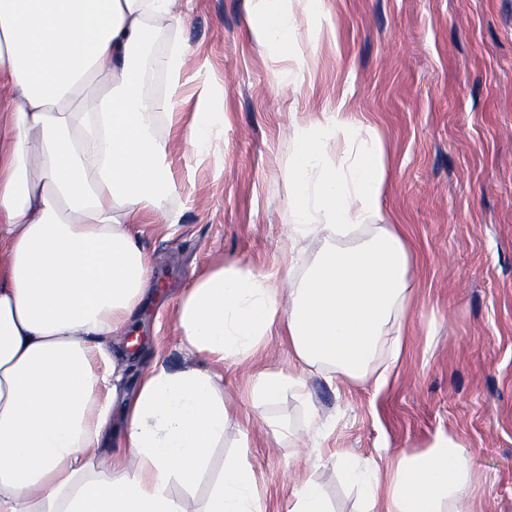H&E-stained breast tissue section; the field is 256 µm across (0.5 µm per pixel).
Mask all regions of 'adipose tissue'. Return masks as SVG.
I'll list each match as a JSON object with an SVG mask.
<instances>
[{"label":"adipose tissue","instance_id":"obj_1","mask_svg":"<svg viewBox=\"0 0 512 512\" xmlns=\"http://www.w3.org/2000/svg\"><path fill=\"white\" fill-rule=\"evenodd\" d=\"M262 2L251 30L289 50L288 0ZM150 20L180 25L179 0H0V512H259L242 453L202 505L171 492L195 488L224 442L225 361L275 335L303 364L362 378L413 286V245L396 224L316 257L284 307L269 278L217 264L176 309L202 365L151 368L130 391L111 384L108 346L150 288L142 227L175 221L167 146L152 132L174 102L141 97L130 63ZM358 133L339 114L297 134L295 236L341 237L379 215L381 145L365 143L346 171L325 161ZM336 464L373 512H467L473 474L457 436L382 466Z\"/></svg>","mask_w":512,"mask_h":512}]
</instances>
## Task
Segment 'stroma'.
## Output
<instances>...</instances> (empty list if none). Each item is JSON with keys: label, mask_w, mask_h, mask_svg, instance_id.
Wrapping results in <instances>:
<instances>
[{"label": "stroma", "mask_w": 512, "mask_h": 512, "mask_svg": "<svg viewBox=\"0 0 512 512\" xmlns=\"http://www.w3.org/2000/svg\"><path fill=\"white\" fill-rule=\"evenodd\" d=\"M260 5L181 0L183 28L150 29L131 60L151 73L140 95L177 102L175 114L155 117L153 133L168 149L179 222L142 234L154 298L132 326L137 345L113 347L129 361L126 383L157 361L194 363L176 331V299L206 268L273 276L286 303L330 247L316 235L290 238L294 131L344 113L380 140V221L401 225L415 248L402 355L381 391L372 377L389 360L390 333L361 381L330 365L302 374L276 338L225 361L230 418L213 466L246 452L263 512H291L304 479L331 512H366L336 454L376 462L449 433L468 445L471 512H512V0H323L316 15L293 0L286 53L249 27ZM183 44L190 53L175 79L155 61ZM201 105L214 134L204 156L187 141ZM265 371L305 375L306 390L254 404Z\"/></svg>", "instance_id": "1"}]
</instances>
